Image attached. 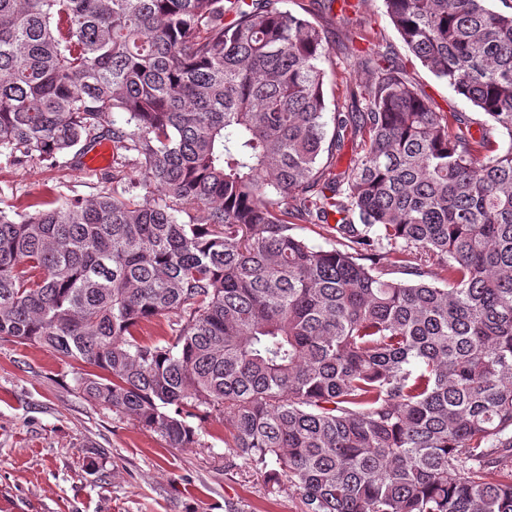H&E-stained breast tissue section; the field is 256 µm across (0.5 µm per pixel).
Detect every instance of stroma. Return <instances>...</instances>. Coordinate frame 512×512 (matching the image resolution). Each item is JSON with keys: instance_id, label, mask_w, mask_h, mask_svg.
I'll return each mask as SVG.
<instances>
[{"instance_id": "obj_1", "label": "stroma", "mask_w": 512, "mask_h": 512, "mask_svg": "<svg viewBox=\"0 0 512 512\" xmlns=\"http://www.w3.org/2000/svg\"><path fill=\"white\" fill-rule=\"evenodd\" d=\"M308 20L326 15L328 112L350 104L348 84L370 80L355 58L385 55L401 64L437 112L484 115L409 52L382 0H349L324 12L321 0H285ZM112 189V169L15 166L0 159V209L24 211L58 198L89 200ZM82 367L46 349L0 340V512H302L289 485L268 493L245 465L224 467V423L205 421L202 447H168L102 402L84 395Z\"/></svg>"}]
</instances>
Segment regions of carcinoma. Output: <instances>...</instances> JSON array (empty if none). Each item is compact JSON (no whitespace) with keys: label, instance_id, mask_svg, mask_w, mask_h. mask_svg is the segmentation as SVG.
Masks as SVG:
<instances>
[{"label":"carcinoma","instance_id":"cac0c4a2","mask_svg":"<svg viewBox=\"0 0 512 512\" xmlns=\"http://www.w3.org/2000/svg\"><path fill=\"white\" fill-rule=\"evenodd\" d=\"M281 2L0 0V157L108 140L162 191L0 210V338L171 448L224 420L303 512H512V0H383L477 136L380 58L327 136L323 29Z\"/></svg>","mask_w":512,"mask_h":512}]
</instances>
